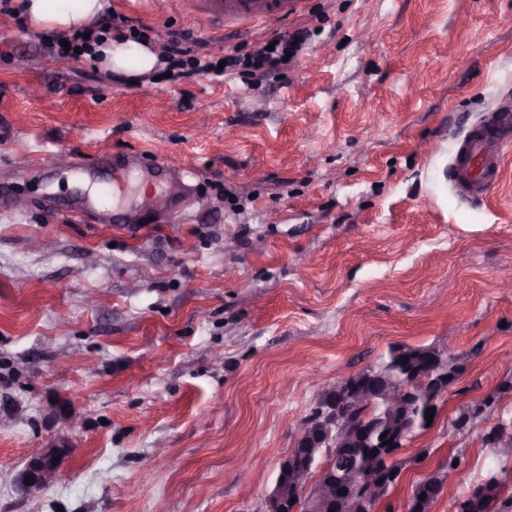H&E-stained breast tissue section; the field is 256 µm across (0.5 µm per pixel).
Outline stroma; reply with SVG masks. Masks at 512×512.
<instances>
[{
  "label": "stroma",
  "instance_id": "1",
  "mask_svg": "<svg viewBox=\"0 0 512 512\" xmlns=\"http://www.w3.org/2000/svg\"><path fill=\"white\" fill-rule=\"evenodd\" d=\"M159 51L211 60L270 25H211L184 0H101ZM312 36L265 77L164 81L60 62L0 13V512H265L314 403L394 344L463 372L375 512L457 454L431 512L505 471L512 448L456 431L499 392L512 419V151L486 198L451 182L461 135L512 95V0H306ZM163 171L83 221L109 156ZM174 193L160 198L153 184ZM59 475L26 492L33 448ZM495 399H497V397L490 394L481 400L474 401L470 405L463 406L460 409L458 416L453 421L454 428L458 431L459 429L465 428L467 425L469 427L476 425L475 423H477L478 421H473V418L475 413L477 412V407L481 403H484L486 405L487 410L492 412L495 409Z\"/></svg>",
  "mask_w": 512,
  "mask_h": 512
}]
</instances>
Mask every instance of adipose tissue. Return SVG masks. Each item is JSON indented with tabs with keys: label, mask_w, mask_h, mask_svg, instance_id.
<instances>
[{
	"label": "adipose tissue",
	"mask_w": 512,
	"mask_h": 512,
	"mask_svg": "<svg viewBox=\"0 0 512 512\" xmlns=\"http://www.w3.org/2000/svg\"><path fill=\"white\" fill-rule=\"evenodd\" d=\"M102 9L100 0H26L24 13L38 29L47 31H76L92 24ZM106 69L151 70L156 58L141 42L126 38L104 40L96 48Z\"/></svg>",
	"instance_id": "1"
}]
</instances>
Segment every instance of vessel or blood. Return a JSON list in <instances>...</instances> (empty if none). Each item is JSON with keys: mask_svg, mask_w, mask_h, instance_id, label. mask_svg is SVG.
<instances>
[{"mask_svg": "<svg viewBox=\"0 0 512 512\" xmlns=\"http://www.w3.org/2000/svg\"><path fill=\"white\" fill-rule=\"evenodd\" d=\"M305 0H189L194 13L205 16L212 24L226 25L275 23L292 18ZM512 150V106L500 104L483 125L464 136L452 161L456 189L461 197L485 195L496 183L503 155ZM112 183L102 186L97 195L87 196L84 205L93 209L111 191L124 190L129 177L125 159L113 157Z\"/></svg>", "mask_w": 512, "mask_h": 512, "instance_id": "vessel-or-blood-1", "label": "vessel or blood"}]
</instances>
